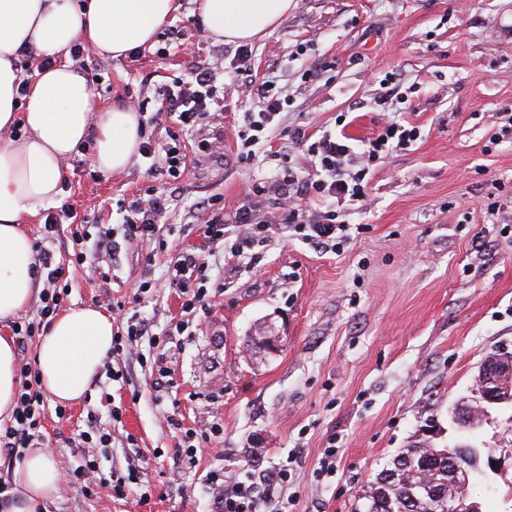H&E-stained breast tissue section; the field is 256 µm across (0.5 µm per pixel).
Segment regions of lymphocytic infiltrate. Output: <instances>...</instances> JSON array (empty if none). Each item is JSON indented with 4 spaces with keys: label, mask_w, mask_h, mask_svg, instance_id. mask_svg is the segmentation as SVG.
Returning a JSON list of instances; mask_svg holds the SVG:
<instances>
[{
    "label": "lymphocytic infiltrate",
    "mask_w": 512,
    "mask_h": 512,
    "mask_svg": "<svg viewBox=\"0 0 512 512\" xmlns=\"http://www.w3.org/2000/svg\"><path fill=\"white\" fill-rule=\"evenodd\" d=\"M253 51L240 46L234 64L238 76L246 87L256 88L262 104L260 111L249 113L239 138L243 158H252L256 149L267 142L277 116L284 108L274 85L255 84L251 74ZM188 78H173L159 94V105L146 119L147 124L165 125L166 142H157L153 136L142 134L139 153L149 165L164 164L169 176L180 178L187 164L182 151V135L194 130L197 148L201 155L218 156L224 147L221 135L212 133L211 127L218 117L216 77L212 68L201 62H192ZM420 136L417 127L391 119L380 127L372 140L363 148H356L342 134L324 132L319 138L307 136L297 129L293 137L308 156L309 167L291 166L283 170L271 185L251 184L233 223L244 226V237L225 244L224 209L217 200L203 202L207 214L205 224L198 230L208 245L219 250L223 264L230 265L240 259L245 251L264 243L273 225L284 224L293 237L320 249H340L350 238L342 205L349 202L366 203L370 176L380 160L389 152L405 150ZM276 195L280 208L276 214H268L255 203L256 197L266 192ZM122 219L115 227H99L94 244L96 250L109 252L119 244L129 245L157 242L159 250H166L168 242L161 238L159 225L166 212L163 197L151 194L121 206ZM74 213L72 203H64L56 211L48 213L32 244L35 262L32 274L40 285L39 305L34 318L16 323L14 332L21 338H33L46 330L56 316L68 286L64 282L68 262H83L88 243L87 231L72 229ZM68 236L72 251L69 256L57 255L50 243L60 236ZM218 276L208 257L194 251L180 252L173 271L166 282L182 296L185 319L174 326L173 335L190 331L194 312L206 309L210 288L216 287ZM20 387L17 403L9 423L0 427V447L8 455H18L24 448L38 447L42 438V418L45 414L44 394L39 373L30 364L19 368ZM217 487L216 512H258L263 492L253 479L241 480L226 474H213Z\"/></svg>",
    "instance_id": "1"
}]
</instances>
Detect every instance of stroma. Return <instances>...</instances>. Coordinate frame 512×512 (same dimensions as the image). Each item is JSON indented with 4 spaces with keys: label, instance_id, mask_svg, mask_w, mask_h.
<instances>
[{
    "label": "stroma",
    "instance_id": "obj_1",
    "mask_svg": "<svg viewBox=\"0 0 512 512\" xmlns=\"http://www.w3.org/2000/svg\"><path fill=\"white\" fill-rule=\"evenodd\" d=\"M179 3L161 33L123 58L83 49L78 66L102 69L92 88L101 108L132 97L155 104L170 77L187 74L177 47L196 42L199 24L194 0ZM252 47L258 79L274 81L289 101L253 159L241 158L237 137L256 109L230 66L237 46L211 41L201 56L217 76L222 157L178 179L148 171L140 157L117 174H94L87 152L65 162L76 223H108L122 200L151 190L167 201L169 248L146 244L113 258L91 250L70 271L63 307L120 303L151 332L138 342L146 364L125 381L100 372L61 417L46 399L43 443L62 480L42 512H213V473L242 478L286 461L288 481L260 512H352L362 487L426 420L436 419L441 442L452 439L449 412L470 396L481 362L512 352V139H490L512 116V0H296ZM310 67L319 71L311 82L303 77ZM386 93L421 136L377 168L367 206L348 212L356 232L344 248L319 252L275 226L254 259L221 270L222 286L191 335L155 345L180 319L182 300L172 288L139 293L134 285L167 280L180 251L205 249L198 202L221 196L232 216L246 184L274 181L285 162L302 161L287 136L295 127L315 137L340 129L356 145L373 139L383 119L376 101ZM493 201L504 204L494 214ZM104 269L109 279L90 287ZM270 334L278 353L260 345ZM161 366L169 385L159 392ZM92 417L110 432L111 448L81 447ZM186 429L210 447L191 465L179 446ZM468 438L512 448V408L492 410ZM331 440L334 472L322 478L318 462ZM88 459L100 476L144 469L152 484L122 500L93 494L71 479ZM468 495L484 512H512V459Z\"/></svg>",
    "mask_w": 512,
    "mask_h": 512
}]
</instances>
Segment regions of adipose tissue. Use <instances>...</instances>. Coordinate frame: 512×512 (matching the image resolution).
<instances>
[{
  "mask_svg": "<svg viewBox=\"0 0 512 512\" xmlns=\"http://www.w3.org/2000/svg\"><path fill=\"white\" fill-rule=\"evenodd\" d=\"M294 6V0H196V14L209 37L242 42L271 31ZM177 9V0H0V320L31 301L34 253L25 227L58 202L64 160L89 145L97 169L119 173L140 143L138 112L100 111L70 48L79 43L102 57H124L150 42ZM28 47L54 60L31 81L18 64ZM16 126L23 135L14 139ZM114 333L111 314L94 305L56 316L36 346L40 382L56 403L84 398L112 353ZM19 382L14 340L0 335V420L10 417ZM14 483L20 503L13 512H39L61 483L49 449H28Z\"/></svg>",
  "mask_w": 512,
  "mask_h": 512,
  "instance_id": "obj_1",
  "label": "adipose tissue"
}]
</instances>
